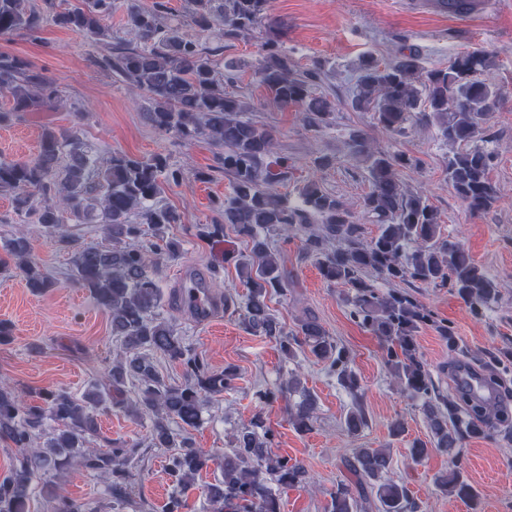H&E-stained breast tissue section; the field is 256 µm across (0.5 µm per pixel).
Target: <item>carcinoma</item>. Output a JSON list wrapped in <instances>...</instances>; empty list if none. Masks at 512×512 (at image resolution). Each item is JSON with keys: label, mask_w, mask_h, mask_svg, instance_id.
Segmentation results:
<instances>
[{"label": "carcinoma", "mask_w": 512, "mask_h": 512, "mask_svg": "<svg viewBox=\"0 0 512 512\" xmlns=\"http://www.w3.org/2000/svg\"><path fill=\"white\" fill-rule=\"evenodd\" d=\"M42 2L39 7L33 0H0V36H35L49 18L82 33L102 45L96 66L150 97L154 109L149 118L158 132L185 141L202 138L217 149L216 163L230 178L231 192L216 201L220 220L199 225L198 235L219 239L230 226L251 244L250 251L236 259L247 290L240 313L244 327L255 336L275 339L284 360L308 351L328 363L343 388L353 394L360 389L348 353L316 317L304 315L288 329L270 312L268 297L288 295L291 284L272 242L300 236L304 257L315 262L324 281L351 290V317L377 338L390 373L421 403L429 440L412 442L411 459L421 462L435 451L452 456V467L437 476L436 488L446 496L475 499L457 449L465 439L482 434V422L496 411L478 405L476 415L459 417V398L437 391L418 352L416 333L433 322L431 311L413 295L385 292L380 284L449 286L475 311L498 299L499 286L458 239L444 235L439 213L428 198L401 183L398 171L411 159L382 149L361 132L350 135L349 156L367 171L369 182L360 217L314 179L298 188L296 203L277 191L276 185L292 179V166L288 158L276 155L275 130L244 118L243 102L224 88L235 80L215 67L224 40L264 26L268 34L255 77L273 102L296 108L307 130L317 135L333 126L335 115L328 95L317 91L327 77L326 63L315 60L304 70L294 63L284 32L270 13V0H190L189 18L195 28L222 29V40L210 44L185 34L168 0L149 5L127 0L129 40L112 38L105 24L112 0H76L63 11L56 10L55 0ZM491 64L492 54L478 49L456 55L444 69L424 67L412 51L392 62L369 55L359 62L351 98L353 109L373 113L375 125L393 135L404 133L412 121L435 125L452 149L446 165L448 184L477 214L497 202L490 178L494 155L478 144L501 98L499 88L483 79ZM0 92L11 97L9 109L0 110V125L10 124L17 112L54 107L53 79L4 53ZM182 179L183 172L160 154L138 159L114 152L105 160L86 154L76 146L74 128L46 130L31 161L0 160V192L11 193L16 214L35 218L67 252L70 280L88 289L108 313L112 335L123 349L108 371V384L94 383L79 397L57 388L41 391L38 401L28 402L23 392L0 382V440L15 448L9 473L0 479V512H30L33 481L41 480L49 491L61 486L73 465L106 478L111 512L135 507L138 445L106 439L105 447L92 446L98 436L95 413L108 407L133 419H150L149 446L177 449L167 464L174 491L166 512H188L181 492L212 462V454L195 446L189 430L200 424L205 400L235 388L238 370L234 365L211 369L160 314L164 296L159 260L181 256L180 244L167 230L183 223V214L157 204V198L164 183ZM363 217L377 225L371 239L366 238ZM97 222L106 227L108 247L63 230L66 224ZM3 250L0 271L15 270L37 294L54 286L32 258L24 233L7 239ZM149 351L178 363L184 382L172 385L160 378ZM128 380L137 388L132 400L123 398ZM294 393L301 399L287 406L289 421L297 431L307 432L316 420L317 400L296 375L288 374L274 390L256 389L253 397L264 404L279 397L287 401ZM47 419L56 423L48 433ZM173 423L184 430L178 441ZM344 424L348 432L358 433L366 424L362 409H350ZM390 464L385 449H358L350 463L353 479L336 485L326 512H357L354 489L366 484L375 491L379 512H418L419 504L407 487L388 476ZM307 479L302 463L271 451L269 431L262 416L255 414L238 429L232 450L224 453V479L208 489L210 512H281L275 489ZM53 512L90 508L61 492L53 496Z\"/></svg>", "instance_id": "obj_1"}]
</instances>
